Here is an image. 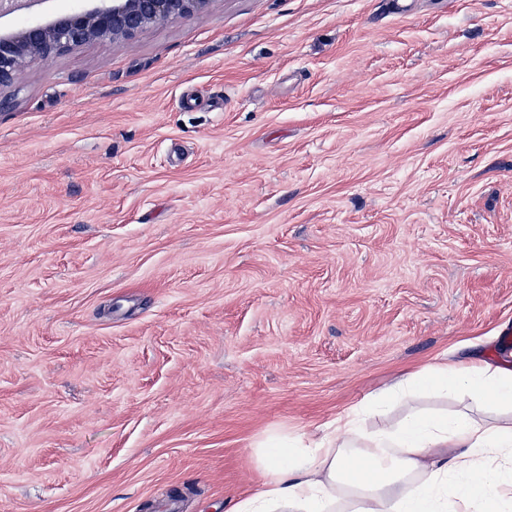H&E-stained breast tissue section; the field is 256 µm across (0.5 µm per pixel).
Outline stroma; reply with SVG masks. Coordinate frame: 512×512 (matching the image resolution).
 I'll list each match as a JSON object with an SVG mask.
<instances>
[{
    "mask_svg": "<svg viewBox=\"0 0 512 512\" xmlns=\"http://www.w3.org/2000/svg\"><path fill=\"white\" fill-rule=\"evenodd\" d=\"M505 330L512 0H216L0 87V512H231Z\"/></svg>",
    "mask_w": 512,
    "mask_h": 512,
    "instance_id": "1",
    "label": "stroma"
}]
</instances>
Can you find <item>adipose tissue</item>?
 Listing matches in <instances>:
<instances>
[{"mask_svg":"<svg viewBox=\"0 0 512 512\" xmlns=\"http://www.w3.org/2000/svg\"><path fill=\"white\" fill-rule=\"evenodd\" d=\"M454 387L470 398L512 409V369L444 363L410 373L371 408L336 416L306 439L271 436L258 454L262 490L233 512H512V419H478L409 409L397 422L369 426L396 399Z\"/></svg>","mask_w":512,"mask_h":512,"instance_id":"ef3b65f1","label":"adipose tissue"}]
</instances>
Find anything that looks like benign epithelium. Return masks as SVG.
Masks as SVG:
<instances>
[{"label": "benign epithelium", "instance_id": "1", "mask_svg": "<svg viewBox=\"0 0 512 512\" xmlns=\"http://www.w3.org/2000/svg\"><path fill=\"white\" fill-rule=\"evenodd\" d=\"M216 0H82L42 21L0 29V86L31 64L93 42L119 43L176 19L197 17ZM39 0H0V16L30 10Z\"/></svg>", "mask_w": 512, "mask_h": 512}]
</instances>
